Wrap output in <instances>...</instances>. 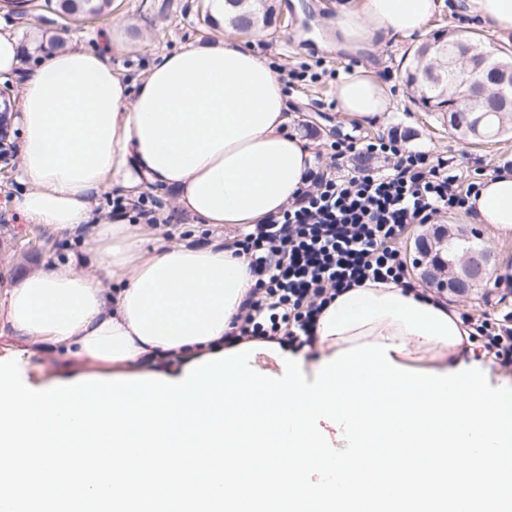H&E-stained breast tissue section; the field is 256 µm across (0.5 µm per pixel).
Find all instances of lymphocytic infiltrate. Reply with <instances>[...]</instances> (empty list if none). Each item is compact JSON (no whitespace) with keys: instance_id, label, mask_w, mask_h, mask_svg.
I'll return each instance as SVG.
<instances>
[{"instance_id":"obj_1","label":"lymphocytic infiltrate","mask_w":512,"mask_h":512,"mask_svg":"<svg viewBox=\"0 0 512 512\" xmlns=\"http://www.w3.org/2000/svg\"><path fill=\"white\" fill-rule=\"evenodd\" d=\"M363 153L377 172L307 173L299 195L282 212L234 243L256 277L227 343L261 338L298 349L310 345L321 309L367 280L408 286L397 242L411 224H430L466 208L477 182H462L446 161L400 149L396 138L337 145L335 158ZM485 355L512 372V313L494 319L464 315Z\"/></svg>"}]
</instances>
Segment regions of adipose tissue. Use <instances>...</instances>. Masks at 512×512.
Listing matches in <instances>:
<instances>
[{
    "mask_svg": "<svg viewBox=\"0 0 512 512\" xmlns=\"http://www.w3.org/2000/svg\"><path fill=\"white\" fill-rule=\"evenodd\" d=\"M462 12L512 32V0H459ZM437 0H337L332 28L342 48L371 51L424 35ZM103 51L56 49L23 86L19 178L15 198L35 224L83 235L99 261L41 267L0 293V330L58 347L65 357L143 375L171 358L162 375L183 379L187 366L224 351L256 278L249 262L215 242L147 244L126 220L90 221L96 197L120 188H169L196 223L251 228L281 211L315 164L307 142L288 132V94L269 58L232 37L163 54L141 78L124 77ZM336 109L362 125L391 111L387 84L360 65L337 85ZM473 223L512 232V173L484 178L469 201ZM471 332L455 311L392 282L367 281L320 313L314 375L340 350L365 342L404 344L399 365L448 372Z\"/></svg>",
    "mask_w": 512,
    "mask_h": 512,
    "instance_id": "obj_1",
    "label": "adipose tissue"
}]
</instances>
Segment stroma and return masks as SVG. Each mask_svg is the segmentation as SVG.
Returning a JSON list of instances; mask_svg holds the SVG:
<instances>
[{
	"label": "stroma",
	"mask_w": 512,
	"mask_h": 512,
	"mask_svg": "<svg viewBox=\"0 0 512 512\" xmlns=\"http://www.w3.org/2000/svg\"><path fill=\"white\" fill-rule=\"evenodd\" d=\"M335 0H268L272 8L271 22L254 43L255 50L269 56L280 77L299 73L300 78L288 90V128L306 139L317 156L318 167L332 161L334 142L350 137L376 140L396 137L402 147L429 152L432 158L447 160L450 168L463 179L490 175L504 161H512V135L475 145H463L435 116L422 111L412 101V91L405 82L404 69L417 47L416 42L388 40L374 51L352 54L329 45L325 22L331 16ZM25 18L0 9V30L16 34L29 42L10 81L14 88L11 104H18L27 72L38 64L43 48L58 36L71 46L104 48L114 25H123L129 50L119 60L124 75L140 77L152 61L187 43L204 44L217 40L218 30L209 28L204 20V0H112L101 16L82 26L66 25L45 0H29ZM479 34L485 45L498 46L502 36L487 25L471 24L453 4L435 11L428 24L425 41L448 38L461 32ZM369 66L374 75L390 88L393 108L374 125L361 126L342 118L336 110V90L341 77L358 64ZM28 189L18 179L17 167L0 172V288L33 269L50 263H64L83 255L88 264H95L94 253L86 251L79 235L55 231L34 224L15 210L13 199ZM171 190L150 188L127 202V212L137 215L148 210L159 216L156 224L145 225V232L170 242H186L204 247L217 238L234 241L243 238L239 227L222 228L196 224L173 203ZM449 231L476 229L482 246L494 254L491 279L460 297L436 289L417 265L419 239H431L435 228ZM397 246L406 260L408 279L416 287L427 289L433 298L454 305L457 314L500 317L512 311V291L493 285L495 277L512 276V233L499 234L492 227L471 225L469 215L459 211L438 217L436 224L408 225ZM33 350L34 368L30 379L35 383L67 378L68 374H101L102 369L91 360L66 361L56 351L37 349L35 342H23L0 335V358L11 356L20 348Z\"/></svg>",
	"instance_id": "stroma-1"
}]
</instances>
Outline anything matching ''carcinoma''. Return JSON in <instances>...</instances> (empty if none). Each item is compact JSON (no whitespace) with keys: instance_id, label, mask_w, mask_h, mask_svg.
Listing matches in <instances>:
<instances>
[{"instance_id":"obj_1","label":"carcinoma","mask_w":512,"mask_h":512,"mask_svg":"<svg viewBox=\"0 0 512 512\" xmlns=\"http://www.w3.org/2000/svg\"><path fill=\"white\" fill-rule=\"evenodd\" d=\"M110 2L111 0H59L58 11L77 22L86 16L101 14ZM462 43L471 57L486 62L487 69L500 66L512 70V58L495 60L487 54L480 42L472 38H456L445 44L423 45L416 53L414 64L406 70V82L417 93L418 107L424 112L435 114L436 119L442 122L461 109L480 116L483 118L480 132L486 140L512 132V108L496 106L494 91H489L483 97L464 100V81L472 79V76L463 72V67L450 65V60L455 57ZM433 238L434 247L427 246L423 252L428 257L424 274L431 280L436 279V273L439 272L438 254L451 259L455 252L461 255L479 251L477 236H470L464 230L453 233L438 230Z\"/></svg>"}]
</instances>
